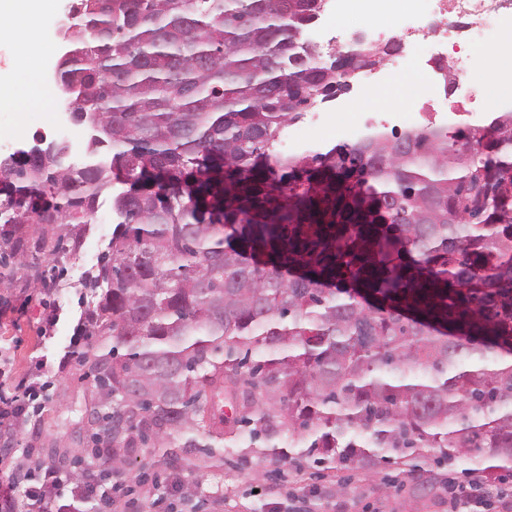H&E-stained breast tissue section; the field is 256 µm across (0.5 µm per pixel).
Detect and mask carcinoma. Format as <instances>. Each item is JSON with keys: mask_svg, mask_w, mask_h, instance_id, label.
Here are the masks:
<instances>
[{"mask_svg": "<svg viewBox=\"0 0 512 512\" xmlns=\"http://www.w3.org/2000/svg\"><path fill=\"white\" fill-rule=\"evenodd\" d=\"M317 2L81 0L58 77L95 131L84 164L56 159L64 142L0 161L1 224H89L130 181L85 280L94 446L74 479L239 430L299 472L429 483L428 454L474 452L482 478H512V108L482 131L279 153L336 82L304 39ZM378 61L357 47L344 65ZM0 240V265L26 257Z\"/></svg>", "mask_w": 512, "mask_h": 512, "instance_id": "cac0c4a2", "label": "carcinoma"}]
</instances>
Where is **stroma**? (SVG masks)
<instances>
[{"label": "stroma", "instance_id": "1", "mask_svg": "<svg viewBox=\"0 0 512 512\" xmlns=\"http://www.w3.org/2000/svg\"><path fill=\"white\" fill-rule=\"evenodd\" d=\"M64 52L61 40L41 38L35 53H28L18 36L0 37V74L12 73L25 57H32L35 79L40 84L53 82L58 61ZM353 103V111H345L343 103ZM372 100H360L355 89L319 104L318 109L330 113L333 125L316 136L318 150L345 144L341 128L350 126L358 113L377 109ZM52 104L48 99L20 101L17 109L0 110V158L34 143L32 127ZM99 210L105 220L91 224L77 239V246L65 264L56 288L44 293L39 273L50 263L48 254H39L26 265L0 270V353L8 359L14 374L22 375L38 362L46 363L48 372L43 407L38 413H26L19 427L8 436L0 453L15 461L27 453L48 462L61 455H74L84 447L89 430L93 395L91 381L79 361L61 367L60 360L68 351H82L96 345L93 336L77 337L75 330L82 314L78 304L84 292V281L97 264L98 256L112 235V194L103 192ZM62 314L51 340H43L40 325L53 309ZM176 464L164 461L160 448H136L129 453L122 476L135 491L127 495L112 491V498L128 503L131 512H139L143 500L161 490L184 504L200 503L205 512H308L311 502H324L336 487L332 476L314 479L292 472L290 462L278 463L286 480L261 477L266 464L251 449L219 448L208 453L203 448H180ZM350 512H448V496L440 484H412L400 492L388 491L384 474L363 477L353 472L349 480Z\"/></svg>", "mask_w": 512, "mask_h": 512}]
</instances>
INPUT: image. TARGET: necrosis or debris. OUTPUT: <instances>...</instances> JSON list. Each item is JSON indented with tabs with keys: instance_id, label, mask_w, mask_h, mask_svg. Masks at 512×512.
I'll use <instances>...</instances> for the list:
<instances>
[{
	"instance_id": "4bbe7bcc",
	"label": "necrosis or debris",
	"mask_w": 512,
	"mask_h": 512,
	"mask_svg": "<svg viewBox=\"0 0 512 512\" xmlns=\"http://www.w3.org/2000/svg\"><path fill=\"white\" fill-rule=\"evenodd\" d=\"M380 2L332 0L328 24L335 29L371 33L379 44L389 41L392 28L402 33V48L382 69L357 70L348 78L356 83L359 97L369 98L402 80L410 62L420 63L418 102L411 112L362 114L355 126L345 129V136L367 128L423 129L458 122L479 127L488 101L471 76V61L502 29L512 28V0H413V7L390 20L381 17Z\"/></svg>"
}]
</instances>
